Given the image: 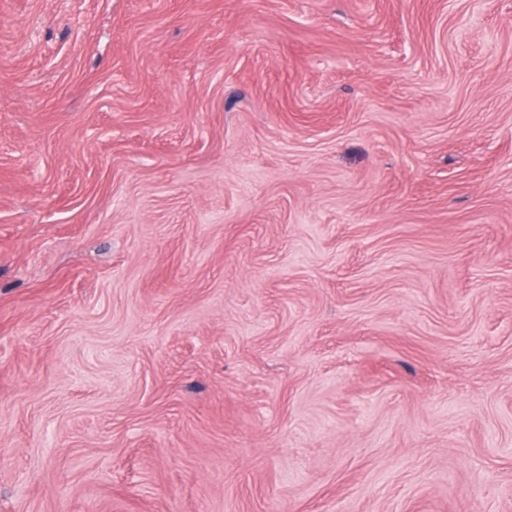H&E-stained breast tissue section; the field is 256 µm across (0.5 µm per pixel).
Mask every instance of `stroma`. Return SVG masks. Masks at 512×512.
Listing matches in <instances>:
<instances>
[{
	"label": "stroma",
	"mask_w": 512,
	"mask_h": 512,
	"mask_svg": "<svg viewBox=\"0 0 512 512\" xmlns=\"http://www.w3.org/2000/svg\"><path fill=\"white\" fill-rule=\"evenodd\" d=\"M0 512H512V0H0Z\"/></svg>",
	"instance_id": "35a3bbf8"
}]
</instances>
